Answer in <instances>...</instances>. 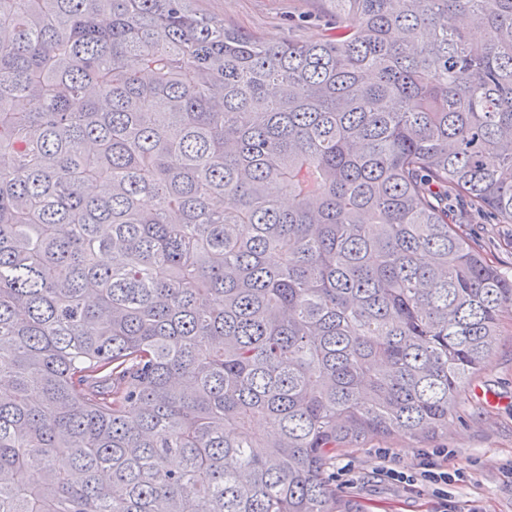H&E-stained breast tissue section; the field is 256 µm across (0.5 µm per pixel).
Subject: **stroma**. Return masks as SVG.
I'll return each instance as SVG.
<instances>
[{
	"label": "stroma",
	"instance_id": "stroma-1",
	"mask_svg": "<svg viewBox=\"0 0 512 512\" xmlns=\"http://www.w3.org/2000/svg\"><path fill=\"white\" fill-rule=\"evenodd\" d=\"M199 9L237 29L274 42L293 34L319 38L324 16L314 0H200ZM454 223L486 260L512 275V224L475 210L449 194ZM490 361L461 391L447 434L415 447L376 439L336 456L333 482L366 512H439L438 498L423 485H407L396 473L415 474L424 456L454 474L448 512H512V316L503 317Z\"/></svg>",
	"mask_w": 512,
	"mask_h": 512
}]
</instances>
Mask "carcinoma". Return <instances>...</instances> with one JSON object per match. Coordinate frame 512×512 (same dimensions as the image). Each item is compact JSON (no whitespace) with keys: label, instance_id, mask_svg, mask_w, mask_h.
Listing matches in <instances>:
<instances>
[{"label":"carcinoma","instance_id":"1","mask_svg":"<svg viewBox=\"0 0 512 512\" xmlns=\"http://www.w3.org/2000/svg\"><path fill=\"white\" fill-rule=\"evenodd\" d=\"M197 2L0 0V512H363L512 315V0ZM312 0H202L198 8L223 18L240 31L267 41H279L290 35L306 40L320 37L323 13ZM448 208L453 222L486 260L512 275V224H500L494 214L475 210L455 193H448Z\"/></svg>","mask_w":512,"mask_h":512}]
</instances>
